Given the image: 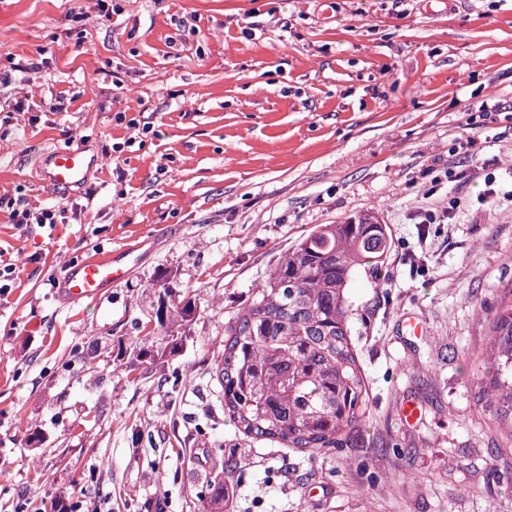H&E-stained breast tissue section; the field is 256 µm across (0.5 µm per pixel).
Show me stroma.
Segmentation results:
<instances>
[{
  "instance_id": "obj_1",
  "label": "stroma",
  "mask_w": 512,
  "mask_h": 512,
  "mask_svg": "<svg viewBox=\"0 0 512 512\" xmlns=\"http://www.w3.org/2000/svg\"><path fill=\"white\" fill-rule=\"evenodd\" d=\"M97 2L0 0V250L18 273L0 296V512L56 496L198 512L220 462L232 512H512V447L466 362L480 308L512 291V0ZM133 118L151 126L138 142ZM56 147L100 157L94 201L47 184ZM433 169L463 206L422 241ZM17 197L67 219L19 230ZM370 209L393 246L379 281L350 288L369 425L314 457L244 438L213 364L229 321L299 237ZM139 238L130 277L94 302L52 287ZM165 272L209 306L132 381L139 299ZM408 317L426 335H403ZM76 344L107 374L82 372Z\"/></svg>"
}]
</instances>
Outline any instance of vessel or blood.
Wrapping results in <instances>:
<instances>
[{"label":"vessel or blood","mask_w":512,"mask_h":512,"mask_svg":"<svg viewBox=\"0 0 512 512\" xmlns=\"http://www.w3.org/2000/svg\"><path fill=\"white\" fill-rule=\"evenodd\" d=\"M99 163L97 155L82 148L54 149L45 157L46 177L53 188L81 190ZM136 261L137 250L130 246L89 256L66 265L57 284L71 300H92L105 286L123 282Z\"/></svg>","instance_id":"obj_1"}]
</instances>
